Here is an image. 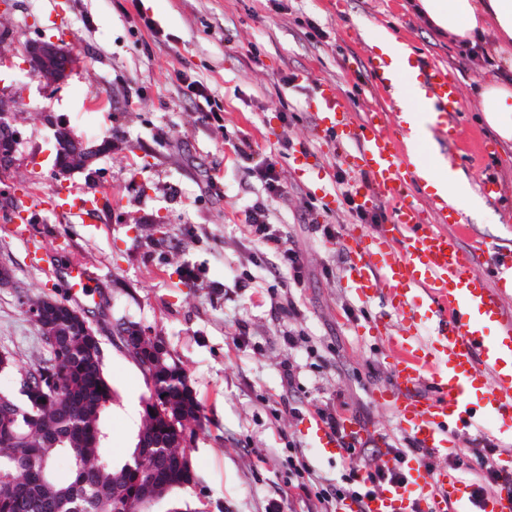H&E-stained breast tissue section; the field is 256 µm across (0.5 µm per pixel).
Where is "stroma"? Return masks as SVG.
<instances>
[{"mask_svg":"<svg viewBox=\"0 0 512 512\" xmlns=\"http://www.w3.org/2000/svg\"><path fill=\"white\" fill-rule=\"evenodd\" d=\"M156 23L142 29V17ZM315 26L320 35L308 41ZM388 31L414 49L418 64L447 68L458 86L465 151L485 141L487 171L468 168L473 186L485 172L497 182L481 208H462V245L485 272L512 250V156L480 121L474 89L492 80L480 61L462 59L460 44L438 33L411 0H10L0 5V40L15 57L0 67V109L18 131L12 163L0 168V352L30 367L48 352L24 300L70 301L66 273L93 271L96 301L89 315L99 332L114 397L107 445L122 460L142 419L146 378L112 335L116 323H139L164 337L202 405L188 452L196 480L179 497L189 512H336L334 504L294 488L289 457L302 460L318 488L341 485L344 458L312 448L306 427L317 410L356 417L394 448L411 447L389 407L373 390L391 382L387 350L372 332L386 312L383 296L361 301L348 288L347 229L377 231L392 207L360 222L343 200L355 174L333 142L317 134L312 102L335 84L355 117L394 112L391 93L370 70L376 35ZM47 39L77 62L66 80L47 88L24 61L29 42ZM190 70L224 106V130L201 122L175 72ZM289 106L300 120L284 125ZM112 150L69 175L53 166L54 126ZM247 136L277 158L284 195L270 193L248 170L232 140ZM310 155L316 174L296 170ZM102 192L110 201L85 219L57 221L32 208L17 230L9 218L23 196L59 187ZM318 208L304 214L306 196ZM264 203L287 247L304 261L303 287L288 283L250 232L244 210ZM501 422L455 433L445 463L463 500L474 488L454 459L462 449L493 448Z\"/></svg>","mask_w":512,"mask_h":512,"instance_id":"obj_1","label":"stroma"}]
</instances>
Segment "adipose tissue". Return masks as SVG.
<instances>
[{
	"label": "adipose tissue",
	"mask_w": 512,
	"mask_h": 512,
	"mask_svg": "<svg viewBox=\"0 0 512 512\" xmlns=\"http://www.w3.org/2000/svg\"><path fill=\"white\" fill-rule=\"evenodd\" d=\"M421 14L437 31L475 45L485 33H494L493 54L505 69L512 70V0H417ZM374 45L391 63L395 85L418 87L417 69L410 62L411 53L388 32H381ZM480 100L484 123L503 144H512V81H493L475 90ZM416 172L438 199L457 207L461 202L480 204L481 199L470 185L450 170L449 163L439 167L417 164Z\"/></svg>",
	"instance_id": "obj_1"
}]
</instances>
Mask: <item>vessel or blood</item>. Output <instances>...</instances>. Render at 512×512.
Wrapping results in <instances>:
<instances>
[{"label": "vessel or blood", "instance_id": "obj_1", "mask_svg": "<svg viewBox=\"0 0 512 512\" xmlns=\"http://www.w3.org/2000/svg\"><path fill=\"white\" fill-rule=\"evenodd\" d=\"M422 98L439 121L436 130L456 145L462 110L458 88L438 66L421 70ZM318 130L354 146L343 160L362 174L353 190L364 204L390 203L394 222L380 234L350 232L348 286L361 298L384 291L391 314L402 328L392 331L385 318L375 321L378 337L391 359L392 382L373 393L375 401L392 407L416 446L432 456L447 455L456 429L480 428L487 415L505 425L500 436L512 442V316L505 313L501 295L489 279L473 271V258L461 240L466 225L446 203L436 205L437 224L425 223L417 206L408 203L404 177L410 163L408 146L388 131L383 113L354 121L334 86L323 85L315 101ZM103 193L68 190L41 199L40 205L70 221L95 211ZM429 307L437 321L432 341L418 335L416 316ZM482 394L473 403L471 391ZM306 431L313 447L328 454L345 453L362 438L356 420L343 422L334 432L320 419ZM414 486L385 482L362 500H345L340 512H408L417 503L424 512H446L456 493V481L447 470L425 467L419 457L406 458ZM417 496H410V488ZM475 512H512V483L474 502Z\"/></svg>", "mask_w": 512, "mask_h": 512}]
</instances>
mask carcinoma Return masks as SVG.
<instances>
[{
	"mask_svg": "<svg viewBox=\"0 0 512 512\" xmlns=\"http://www.w3.org/2000/svg\"><path fill=\"white\" fill-rule=\"evenodd\" d=\"M48 346L50 359L37 363L29 394L21 403L0 389V512H116L120 502L150 505L171 500L190 482L186 450L162 448L166 424L151 415L157 397L181 398L187 429L199 421L197 396H182L184 370L165 361L155 377V394L144 399L143 423L128 457L116 462L104 446V419L112 385L102 352L80 336V325ZM149 444L139 447L141 442ZM66 462L71 477L58 476Z\"/></svg>",
	"mask_w": 512,
	"mask_h": 512,
	"instance_id": "obj_1",
	"label": "carcinoma"
}]
</instances>
